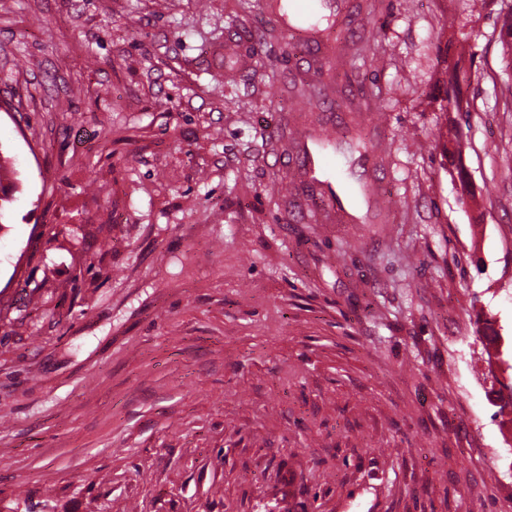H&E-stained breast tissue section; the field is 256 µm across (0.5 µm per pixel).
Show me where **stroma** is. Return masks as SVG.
I'll list each match as a JSON object with an SVG mask.
<instances>
[{
	"label": "stroma",
	"instance_id": "35a3bbf8",
	"mask_svg": "<svg viewBox=\"0 0 512 512\" xmlns=\"http://www.w3.org/2000/svg\"><path fill=\"white\" fill-rule=\"evenodd\" d=\"M360 2L334 60L264 0H0V506L512 512V0ZM309 64L370 105L358 223L274 133ZM6 154L7 153L0 147V228L3 224L2 220H5L8 208L13 202V193L16 189L15 182H7L4 184V180L2 178V172L4 173V170H7L5 157L11 158Z\"/></svg>",
	"mask_w": 512,
	"mask_h": 512
}]
</instances>
